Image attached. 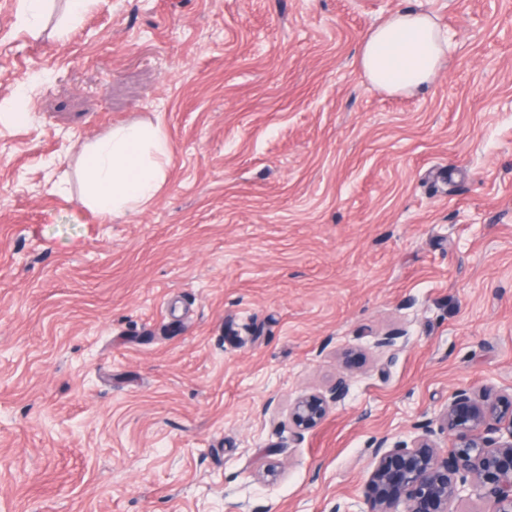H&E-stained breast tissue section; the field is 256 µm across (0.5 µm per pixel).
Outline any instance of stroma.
Here are the masks:
<instances>
[{
	"label": "stroma",
	"instance_id": "35a3bbf8",
	"mask_svg": "<svg viewBox=\"0 0 512 512\" xmlns=\"http://www.w3.org/2000/svg\"><path fill=\"white\" fill-rule=\"evenodd\" d=\"M18 10L0 0V512H331L365 496L375 440L437 428L457 390L512 394V0ZM403 10L451 51L391 95L357 55ZM133 122L172 158L104 218L80 157ZM341 375L294 439L289 407ZM49 0H20L19 17L25 26L37 28L47 11Z\"/></svg>",
	"mask_w": 512,
	"mask_h": 512
}]
</instances>
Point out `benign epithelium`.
I'll list each match as a JSON object with an SVG mask.
<instances>
[{
  "label": "benign epithelium",
  "instance_id": "7a95c632",
  "mask_svg": "<svg viewBox=\"0 0 512 512\" xmlns=\"http://www.w3.org/2000/svg\"><path fill=\"white\" fill-rule=\"evenodd\" d=\"M349 393V382L336 379L330 396L309 394L290 407L293 435L317 426L329 403ZM453 436L441 449L425 426L409 440L382 438L370 447L368 492L361 500L336 503L334 512H454L452 506L474 500L488 512H512V412L486 387L479 397L457 391L439 414Z\"/></svg>",
  "mask_w": 512,
  "mask_h": 512
}]
</instances>
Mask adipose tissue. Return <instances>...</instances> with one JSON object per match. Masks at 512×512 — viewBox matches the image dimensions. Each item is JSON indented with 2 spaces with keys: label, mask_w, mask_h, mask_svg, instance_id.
I'll return each instance as SVG.
<instances>
[{
  "label": "adipose tissue",
  "mask_w": 512,
  "mask_h": 512,
  "mask_svg": "<svg viewBox=\"0 0 512 512\" xmlns=\"http://www.w3.org/2000/svg\"><path fill=\"white\" fill-rule=\"evenodd\" d=\"M447 58L446 32L431 14L417 10L390 15L358 51L365 77L391 94L422 90ZM171 154L160 127L135 123L113 129L83 154L85 205L103 217L139 210L158 192Z\"/></svg>",
  "instance_id": "ef3b65f1"
}]
</instances>
